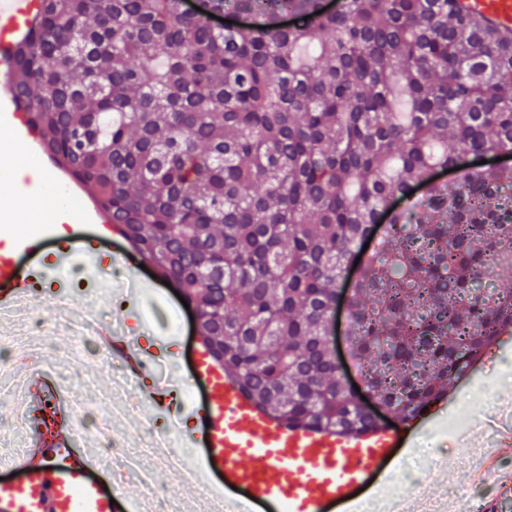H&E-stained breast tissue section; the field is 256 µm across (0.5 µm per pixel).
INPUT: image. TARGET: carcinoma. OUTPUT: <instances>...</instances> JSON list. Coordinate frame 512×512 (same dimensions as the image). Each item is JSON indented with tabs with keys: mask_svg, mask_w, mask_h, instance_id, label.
Segmentation results:
<instances>
[{
	"mask_svg": "<svg viewBox=\"0 0 512 512\" xmlns=\"http://www.w3.org/2000/svg\"><path fill=\"white\" fill-rule=\"evenodd\" d=\"M12 65L42 153L272 420L378 428L328 356L345 275L366 389L400 423L512 330V166L474 164L512 154V36L454 0H39Z\"/></svg>",
	"mask_w": 512,
	"mask_h": 512,
	"instance_id": "cac0c4a2",
	"label": "carcinoma"
}]
</instances>
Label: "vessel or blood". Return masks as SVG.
Segmentation results:
<instances>
[{
    "label": "vessel or blood",
    "instance_id": "b4317fda",
    "mask_svg": "<svg viewBox=\"0 0 512 512\" xmlns=\"http://www.w3.org/2000/svg\"><path fill=\"white\" fill-rule=\"evenodd\" d=\"M463 12L478 15L493 27L512 34V0H457ZM34 0H0V122L14 118L11 95L12 36L18 17L29 15ZM44 235L16 239L11 252L0 253V307L29 297L35 278L44 276L41 263ZM25 253L19 266L14 253ZM131 376L142 374L151 354L137 336L110 332L100 337ZM194 374L205 381L207 394L198 410L204 421L193 440L204 448L202 466L220 475L228 487L243 489L248 500L266 512H350L358 492L367 489L373 469L391 459L400 434L391 427L356 436H331L290 428L258 412L223 371L198 359ZM29 425L38 438L13 460L29 472L27 480L0 481V512H130L131 503H112L95 459L73 436V419L40 377L29 387Z\"/></svg>",
    "mask_w": 512,
    "mask_h": 512
}]
</instances>
